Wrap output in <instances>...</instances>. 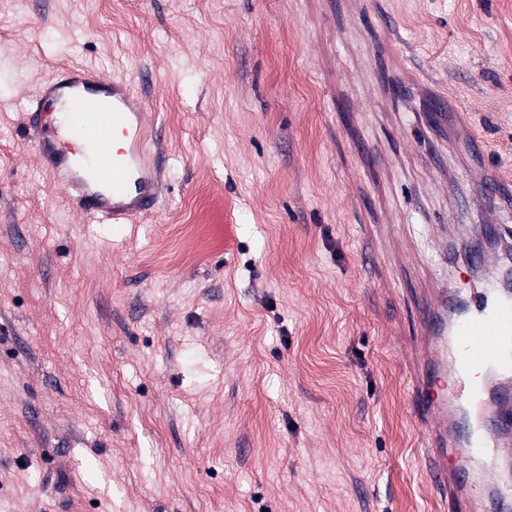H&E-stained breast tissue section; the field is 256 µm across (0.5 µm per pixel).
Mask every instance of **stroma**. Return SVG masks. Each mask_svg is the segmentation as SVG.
Returning a JSON list of instances; mask_svg holds the SVG:
<instances>
[{
    "label": "stroma",
    "mask_w": 512,
    "mask_h": 512,
    "mask_svg": "<svg viewBox=\"0 0 512 512\" xmlns=\"http://www.w3.org/2000/svg\"><path fill=\"white\" fill-rule=\"evenodd\" d=\"M130 82L156 208L84 219L30 113ZM512 246V0H0V512H458L420 288Z\"/></svg>",
    "instance_id": "1"
}]
</instances>
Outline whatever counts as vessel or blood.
Wrapping results in <instances>:
<instances>
[{"label": "vessel or blood", "instance_id": "b4317fda", "mask_svg": "<svg viewBox=\"0 0 512 512\" xmlns=\"http://www.w3.org/2000/svg\"><path fill=\"white\" fill-rule=\"evenodd\" d=\"M44 101L62 111L58 125L37 123L34 149L87 217L104 223L147 214L158 199L157 167L145 149V119L129 82L88 68L66 72ZM121 131L125 149L113 151ZM418 310L425 353L416 361L412 395L420 404L422 455L437 494L473 512L479 498L449 449L485 460L483 486L495 512L512 489L499 468L512 464V289L478 291L459 307L456 289L438 288Z\"/></svg>", "mask_w": 512, "mask_h": 512}]
</instances>
